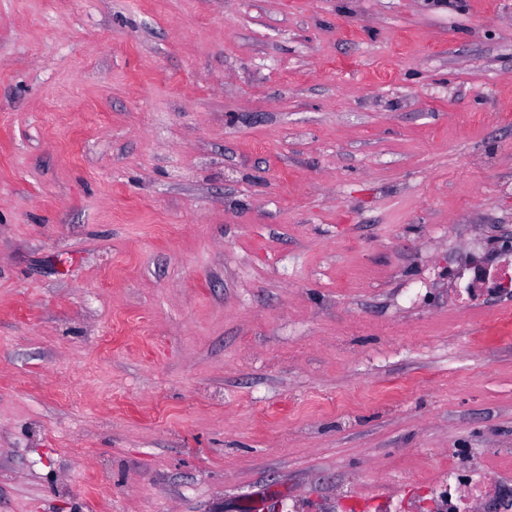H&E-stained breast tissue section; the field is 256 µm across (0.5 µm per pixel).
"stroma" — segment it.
Here are the masks:
<instances>
[{
  "mask_svg": "<svg viewBox=\"0 0 512 512\" xmlns=\"http://www.w3.org/2000/svg\"><path fill=\"white\" fill-rule=\"evenodd\" d=\"M512 0H0V512H379L512 474ZM499 269L492 273L484 260H473L457 266L453 280L448 284V305L456 306L464 300L477 296L484 289L494 288L511 290L512 261L509 256H502L497 261Z\"/></svg>",
  "mask_w": 512,
  "mask_h": 512,
  "instance_id": "stroma-1",
  "label": "stroma"
}]
</instances>
